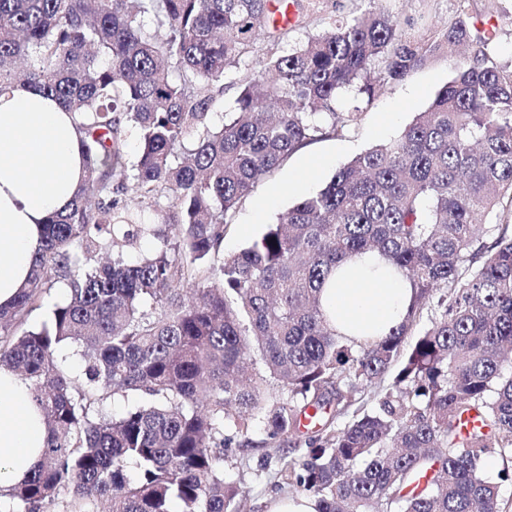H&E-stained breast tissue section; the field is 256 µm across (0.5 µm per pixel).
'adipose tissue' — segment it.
<instances>
[{"label":"adipose tissue","instance_id":"1","mask_svg":"<svg viewBox=\"0 0 512 512\" xmlns=\"http://www.w3.org/2000/svg\"><path fill=\"white\" fill-rule=\"evenodd\" d=\"M83 177L71 113L29 85L0 96V308L13 306L31 276L47 216L70 203ZM380 262L374 252L352 257L324 290L325 308L347 344L384 336L408 311V281L377 272ZM48 440L29 388L0 366V488L24 480Z\"/></svg>","mask_w":512,"mask_h":512}]
</instances>
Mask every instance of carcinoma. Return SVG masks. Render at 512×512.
Listing matches in <instances>:
<instances>
[{"instance_id":"cac0c4a2","label":"carcinoma","mask_w":512,"mask_h":512,"mask_svg":"<svg viewBox=\"0 0 512 512\" xmlns=\"http://www.w3.org/2000/svg\"><path fill=\"white\" fill-rule=\"evenodd\" d=\"M252 59L270 0H0V93L27 83L74 114L85 178L48 216L29 283L0 309V365L50 435L0 491L4 512H238L224 449L267 439L299 454L264 467L317 512H504L483 459L512 461V63L496 0L422 33L366 0L303 41L306 0ZM444 57L452 78L401 135L339 168L249 246L224 256L240 202L297 150L350 127L394 84ZM236 93L224 124L228 72ZM138 132L129 155L125 129ZM171 233L151 232L128 187ZM153 249L129 261L148 233ZM376 252L413 299L353 347L323 288ZM67 298L18 330L42 294ZM199 287L187 301L183 287ZM428 317L426 329L413 327ZM261 361L285 398L266 408ZM399 367L392 383L385 378ZM368 410L336 419L356 391ZM137 398L119 417L103 402ZM336 411H331V406ZM481 426L464 436L460 421Z\"/></svg>"}]
</instances>
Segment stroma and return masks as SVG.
I'll use <instances>...</instances> for the list:
<instances>
[{
    "label": "stroma",
    "mask_w": 512,
    "mask_h": 512,
    "mask_svg": "<svg viewBox=\"0 0 512 512\" xmlns=\"http://www.w3.org/2000/svg\"><path fill=\"white\" fill-rule=\"evenodd\" d=\"M484 4L485 0H391L390 7L404 20L418 18L426 11L434 22L441 23L461 8L472 14L479 13ZM449 77L447 61L437 60L407 82L378 90L372 107L363 112L357 123L343 135L313 141L292 154L283 166L262 180L242 200L224 237L225 254L247 247L294 201L320 190L337 169L357 154L398 138L416 114L429 107ZM311 155L324 158V165L307 182L294 184L296 171ZM263 437V430H255L251 435V446L233 447L224 453V475L243 488L245 512H266L270 498L293 492L287 481L275 472L260 470L262 457L275 458L288 451L286 444L267 443Z\"/></svg>",
    "instance_id": "35a3bbf8"
}]
</instances>
